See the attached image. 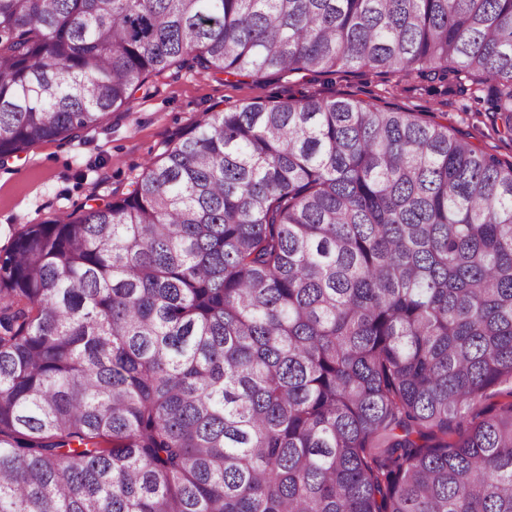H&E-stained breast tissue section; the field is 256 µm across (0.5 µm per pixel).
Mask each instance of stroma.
I'll list each match as a JSON object with an SVG mask.
<instances>
[{"mask_svg": "<svg viewBox=\"0 0 512 512\" xmlns=\"http://www.w3.org/2000/svg\"><path fill=\"white\" fill-rule=\"evenodd\" d=\"M148 84L149 93H136L83 138L35 145L0 166V250L23 225L81 214L94 198L121 197L146 162L214 107L352 94L379 106L392 103L412 112L445 113L449 126L461 130L466 140L512 160V142L500 139L492 127L490 91L476 97L466 83L449 89L396 76L384 82L368 71L290 79L265 74L229 82L221 73L174 65L151 76Z\"/></svg>", "mask_w": 512, "mask_h": 512, "instance_id": "stroma-1", "label": "stroma"}]
</instances>
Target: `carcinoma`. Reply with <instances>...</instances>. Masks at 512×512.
<instances>
[{"mask_svg": "<svg viewBox=\"0 0 512 512\" xmlns=\"http://www.w3.org/2000/svg\"><path fill=\"white\" fill-rule=\"evenodd\" d=\"M189 61L487 84L512 138V0H0V161ZM0 512H512V162L399 106L259 101L25 225Z\"/></svg>", "mask_w": 512, "mask_h": 512, "instance_id": "cac0c4a2", "label": "carcinoma"}]
</instances>
